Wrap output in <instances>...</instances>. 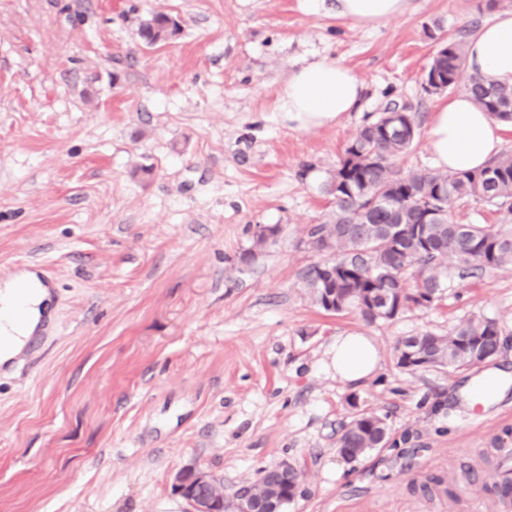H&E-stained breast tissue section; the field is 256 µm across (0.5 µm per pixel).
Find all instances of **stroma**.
I'll return each instance as SVG.
<instances>
[{"instance_id": "obj_1", "label": "stroma", "mask_w": 512, "mask_h": 512, "mask_svg": "<svg viewBox=\"0 0 512 512\" xmlns=\"http://www.w3.org/2000/svg\"><path fill=\"white\" fill-rule=\"evenodd\" d=\"M336 0H0V279L48 277L55 314L37 355L0 372V512H188L172 473L225 493L282 463L303 471L287 512H470L512 448V389L492 407L460 388L512 373V268L460 278L438 306L367 323L312 303L308 225L322 186L388 100L412 106L403 167L432 169L425 79L438 40L474 35L487 0H410L376 30ZM178 20L146 44L140 23ZM326 58L363 82L358 111L315 130L276 91ZM311 164L302 173L303 164ZM283 232L248 265L256 225ZM504 346L466 370L398 366L396 346L468 319ZM369 336L379 368L340 382L336 337ZM385 415L387 448L356 463L336 433ZM179 29V23L166 13L158 12L139 26L141 39L149 45L165 42Z\"/></svg>"}]
</instances>
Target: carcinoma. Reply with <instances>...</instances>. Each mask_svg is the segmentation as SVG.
I'll use <instances>...</instances> for the list:
<instances>
[{
  "instance_id": "obj_1",
  "label": "carcinoma",
  "mask_w": 512,
  "mask_h": 512,
  "mask_svg": "<svg viewBox=\"0 0 512 512\" xmlns=\"http://www.w3.org/2000/svg\"><path fill=\"white\" fill-rule=\"evenodd\" d=\"M179 23L158 12L139 26L149 45L165 42ZM467 67L465 43L441 41L430 72L452 88ZM466 89L491 116L511 119L512 86L495 84L478 74ZM386 114L364 124L344 151V158L324 191L332 211L326 221L306 230L307 245L322 259L304 279L312 301L325 311L360 312L373 322L392 319L412 309L429 308L448 288V266L453 257L461 270L512 267V153H503L477 172L415 171L401 159L417 136L410 112L399 114L388 128ZM468 200L494 205L503 213L497 225L460 224L454 221L455 204ZM335 293L336 306L327 305L323 289ZM382 292L378 312L364 308L369 294ZM413 345L427 367L465 369L483 354L496 356L502 346L496 322L470 319L446 335L425 332L397 345L398 365L405 363L402 348ZM386 418L374 411L354 415L341 428L336 445L361 457L386 444Z\"/></svg>"
}]
</instances>
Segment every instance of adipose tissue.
<instances>
[{
    "label": "adipose tissue",
    "mask_w": 512,
    "mask_h": 512,
    "mask_svg": "<svg viewBox=\"0 0 512 512\" xmlns=\"http://www.w3.org/2000/svg\"><path fill=\"white\" fill-rule=\"evenodd\" d=\"M410 0H336L337 17L360 29H376L404 15ZM470 70L496 83L512 84V10L498 13L467 45ZM364 85L347 66L321 59L301 66L279 88L275 109L289 124L311 130L338 123L361 105ZM506 121L480 108L470 94L460 93L436 108L429 130L432 162L439 171L485 167L502 149ZM52 292L37 284L35 275L0 283V307L9 310L14 325L0 326V366L25 349L50 312ZM337 377L353 383L371 376L379 354L365 336L337 337L331 347Z\"/></svg>",
    "instance_id": "adipose-tissue-1"
}]
</instances>
